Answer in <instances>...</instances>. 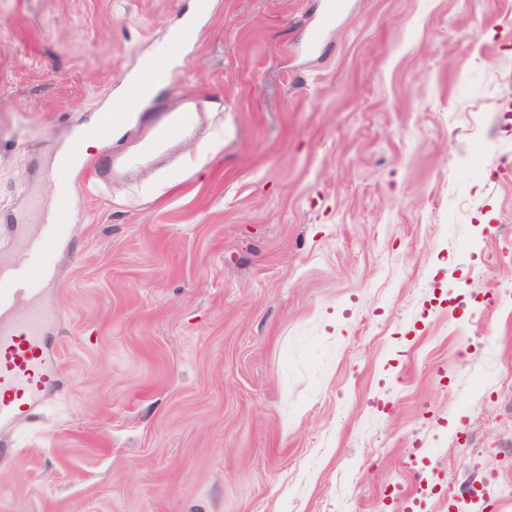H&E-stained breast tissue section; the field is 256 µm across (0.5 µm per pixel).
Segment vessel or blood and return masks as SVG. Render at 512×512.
<instances>
[{
	"instance_id": "vessel-or-blood-1",
	"label": "vessel or blood",
	"mask_w": 512,
	"mask_h": 512,
	"mask_svg": "<svg viewBox=\"0 0 512 512\" xmlns=\"http://www.w3.org/2000/svg\"><path fill=\"white\" fill-rule=\"evenodd\" d=\"M347 8L348 0H325L319 22L308 33V51L317 49L326 29ZM180 48L179 42H171L162 55L146 59L128 76L132 110H139L145 88L156 81ZM67 207L68 195L63 189L50 206L39 196H30L28 214L38 222L40 231L17 235L13 241L17 260L0 263V428L34 410L42 401L46 383L56 373L48 349V333L56 313L46 306L41 289L60 282L55 252L64 242L65 229L60 220Z\"/></svg>"
}]
</instances>
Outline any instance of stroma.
Here are the masks:
<instances>
[{
    "label": "stroma",
    "instance_id": "obj_1",
    "mask_svg": "<svg viewBox=\"0 0 512 512\" xmlns=\"http://www.w3.org/2000/svg\"><path fill=\"white\" fill-rule=\"evenodd\" d=\"M323 2L213 0L94 186L45 178L55 147L195 0H0V261L29 195L71 196L0 512H483L512 482L483 301L512 291V0H350L311 53Z\"/></svg>",
    "mask_w": 512,
    "mask_h": 512
}]
</instances>
